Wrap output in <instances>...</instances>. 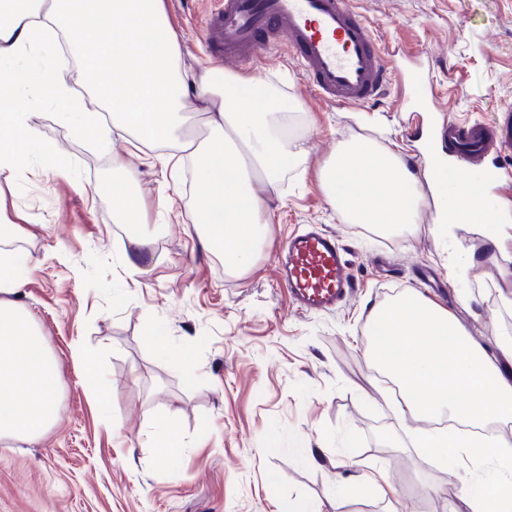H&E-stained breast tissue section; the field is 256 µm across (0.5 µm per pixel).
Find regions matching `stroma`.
Returning a JSON list of instances; mask_svg holds the SVG:
<instances>
[{
  "mask_svg": "<svg viewBox=\"0 0 512 512\" xmlns=\"http://www.w3.org/2000/svg\"><path fill=\"white\" fill-rule=\"evenodd\" d=\"M375 37L400 48L399 71L430 70L429 92L451 99L456 118L487 124L512 103V0H353ZM181 66L215 67L204 25L212 0H165ZM262 76L294 99L289 134L305 156L288 161L267 198L271 239L251 270L224 268L202 249L190 162L164 163L132 131L113 127L102 143L58 119L49 90L29 94L25 110L40 142L20 141L30 165L0 178V225L17 235L0 251L29 262L17 300L32 315L60 368L61 423L29 443H0V512H293L302 500L323 512H452L466 471L426 460L409 423L392 405L370 363L373 309L393 291L414 290L447 307L486 346L512 337V240L462 229L449 257L435 237L429 189L417 222L404 233L347 222L329 203L320 164L345 142L364 138L401 150L421 169L413 93L343 110L317 98L288 56L273 53L233 66ZM68 172L42 160L40 147ZM136 172L145 203L146 261L130 273L122 246L137 232L112 207L103 184L117 174L112 154ZM308 224L336 235L356 289L323 313L292 310L275 277L285 240ZM480 267L464 278L449 260ZM467 296L460 305L459 296ZM162 327L189 358L192 373L157 357L149 329ZM96 351L111 404L96 405L75 343ZM123 423L112 432L109 419ZM185 442L175 461L153 446L160 423ZM395 489L380 499L364 483L367 466Z\"/></svg>",
  "mask_w": 512,
  "mask_h": 512,
  "instance_id": "stroma-1",
  "label": "stroma"
}]
</instances>
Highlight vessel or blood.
Listing matches in <instances>:
<instances>
[{
  "label": "vessel or blood",
  "instance_id": "obj_1",
  "mask_svg": "<svg viewBox=\"0 0 512 512\" xmlns=\"http://www.w3.org/2000/svg\"><path fill=\"white\" fill-rule=\"evenodd\" d=\"M205 31L225 61L243 63L286 48L323 101L352 109L378 100L396 78V53L381 47L350 0H219ZM428 117L425 153H436L448 179L474 173L489 192H512V169L497 159L512 152V104L488 125L457 120L449 104ZM276 276L300 312L330 311L354 283L335 235L316 224L288 237Z\"/></svg>",
  "mask_w": 512,
  "mask_h": 512
}]
</instances>
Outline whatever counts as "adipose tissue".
Masks as SVG:
<instances>
[{"label":"adipose tissue","mask_w":512,"mask_h":512,"mask_svg":"<svg viewBox=\"0 0 512 512\" xmlns=\"http://www.w3.org/2000/svg\"><path fill=\"white\" fill-rule=\"evenodd\" d=\"M73 60L139 142L190 157L202 241L223 251L225 268L248 270L273 233L266 194L297 153L277 120L294 101L263 78L203 69L195 86L207 133L189 137L180 47L164 0H0V81L14 95L26 86L52 88L62 121L108 139L110 128L72 94ZM0 128L12 132L0 138V176L9 179L27 163L18 139L36 140L38 132L22 111L1 112ZM421 178L432 190L441 236L453 237L464 224H495L479 181L449 187L434 166L411 172L399 152L363 140L338 147L319 171L327 199L347 221L388 232L414 226ZM23 267L19 255L0 258V441L35 440L60 420L57 363L14 300ZM374 323L371 360L403 393V417L468 427L420 434L428 457L480 462L469 474L467 512H512V437L481 433L488 423L512 421V340L493 356L446 307L414 291L380 305Z\"/></svg>","instance_id":"ef3b65f1"}]
</instances>
